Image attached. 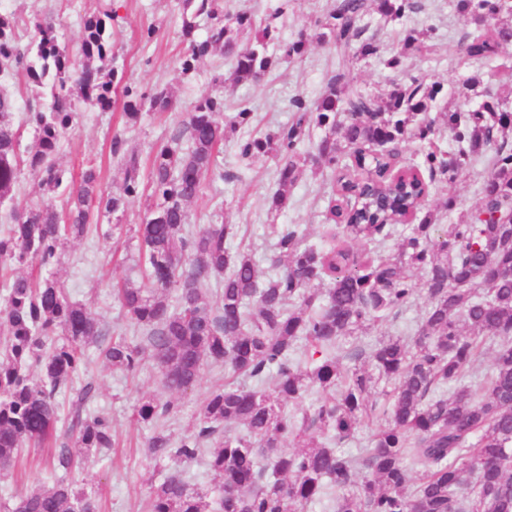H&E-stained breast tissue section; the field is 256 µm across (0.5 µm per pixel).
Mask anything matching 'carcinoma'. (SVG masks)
I'll return each mask as SVG.
<instances>
[{"mask_svg": "<svg viewBox=\"0 0 512 512\" xmlns=\"http://www.w3.org/2000/svg\"><path fill=\"white\" fill-rule=\"evenodd\" d=\"M184 71L215 55L233 56L229 76L213 83H256L273 68L302 58L314 41L350 56L378 54L366 35V15L394 22L416 10L418 0H336L310 32L284 41L276 28L246 9L224 12V0H181ZM468 31L465 59L491 62L512 44V0H455ZM207 16L205 36L196 18ZM113 0H100L82 21L79 63L53 20L36 24L35 41L21 50L17 20L0 13V72L16 71L33 86L24 125L33 131L26 154L14 128L13 100L0 94V201L11 192L21 167L54 193L66 181L54 162L76 117V101L107 110L117 82L118 51L110 27ZM433 47L432 32L404 31L398 50L384 60L398 68L408 55ZM440 88L420 77L394 82L379 95L351 85L345 68L328 79L309 105L296 98L288 123L236 142L243 158L270 154L281 189L268 201L277 214L288 207L283 188L307 168L335 173L329 202L328 242L307 244L294 225L276 228L275 271L263 276L252 253L228 243L242 227L219 213L194 233L187 205L216 175L224 95L204 98L152 151L147 174L121 153L123 191L105 195L94 166L68 192L63 211L34 204L11 216L0 233V477L11 476L23 448L59 444L48 464L65 477L16 495L0 512H98L97 499L78 488L70 473L95 462L115 445L112 423L90 412L95 386L75 382L94 346L112 371L134 375L149 361L163 389L185 394L204 365L224 370L202 402L192 429L175 439L159 425L174 412L164 396L142 398L134 417L154 425L145 441L147 459L170 467L151 485L149 512H304L306 505L336 494V512H512V109L498 95L473 107H437ZM125 116L140 118V101L166 111L173 96H151L123 87ZM323 135L313 151L302 146L310 131ZM448 134L455 148L445 149ZM420 145L422 163L402 161L394 179L384 177L390 155L403 141ZM490 151V171L479 202L444 228L425 209L428 181L454 184L472 161ZM429 178H424L423 172ZM149 203L134 227L142 282L116 289L123 326L109 335L90 306L70 297L56 277L64 245L99 232L94 211L125 212L130 199ZM409 233L398 251L377 248L406 218ZM35 264L36 274H13ZM424 270L427 311L411 336H387L360 347L352 340L396 316L415 299L408 269ZM221 278L212 301L201 288ZM303 344L307 358L297 357ZM494 349L482 372L481 346ZM475 379V392L465 379ZM385 388H379L380 384ZM75 392L68 426L58 396ZM316 394L309 410L290 415L286 406ZM385 424L370 446L346 455L335 445L352 437L364 417ZM294 442L295 450L283 447ZM202 462L221 478L215 491L189 486L181 468Z\"/></svg>", "mask_w": 512, "mask_h": 512, "instance_id": "cac0c4a2", "label": "carcinoma"}]
</instances>
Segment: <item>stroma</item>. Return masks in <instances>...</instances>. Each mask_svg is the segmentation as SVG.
<instances>
[{
    "label": "stroma",
    "instance_id": "35a3bbf8",
    "mask_svg": "<svg viewBox=\"0 0 512 512\" xmlns=\"http://www.w3.org/2000/svg\"><path fill=\"white\" fill-rule=\"evenodd\" d=\"M115 4L118 19L112 27V41L119 50V78L147 93L167 90L174 96L175 103L165 112L144 111L134 125L129 124L124 115L122 96H115L112 106L105 111L78 104L75 123L62 139L56 155L67 176L79 180L83 169L91 163L99 171L103 191L120 193L123 176L112 155L113 136H121L124 152L135 155L140 167H147L153 146L166 140L198 101L220 94L224 97L225 117H232L246 107L251 111V121L229 132L218 153V160L224 167L223 178L208 182L202 194L190 204L195 229H202L210 223L214 212H221L225 223L243 227L242 235L231 241V248H249L263 271L268 268V257L275 252L274 225H298L307 241L321 242L322 226L329 221V198L333 191L328 172L307 173L289 188L287 209L273 215L268 211V198L278 188L275 161L267 156L241 159L234 144L243 136L286 124L292 116L293 99L315 101L337 66L335 49L327 44L312 43L301 60L277 66L261 82L243 83L221 93L212 78L230 71L229 57L207 58L196 63L194 71L189 73L181 68L184 45L180 39L179 0H115ZM333 5L334 0H289L285 5L279 0H224L228 12L246 9L259 20L272 22L286 41L295 39L304 26L328 13ZM96 6V0H0V12L15 13L18 19L20 44H30L36 20L50 16L57 21L73 50L79 45L83 17L92 13ZM366 23L380 51L377 56L349 63V75L360 89L380 92L391 82L422 76L439 83L444 91L458 90V102L462 105L479 102L487 87L512 99V44L492 63L465 60L460 47L465 25L455 11L453 0H420L419 9L400 21L387 23L374 13L367 17ZM149 27L155 31L150 39L143 35ZM426 28L433 31L431 55L406 57L401 69L396 71L384 65V58L398 46L399 32ZM474 76L480 79V86L464 88V81ZM486 174L485 163L479 159L455 184L435 181L426 207L437 223L448 225L458 219L457 213L448 212L444 207L448 194H455L462 208L474 206L480 199ZM42 202L58 209L64 206L62 195L43 193L29 170H22L10 197L0 203V219L9 212H19ZM146 208V198L139 197L130 201L125 212L100 213L98 223L123 225L122 235L107 241L102 235L93 234L69 242L58 267L71 297L90 302L95 315L112 329L119 325L113 285L140 280L132 227L140 222ZM413 281L419 290L411 306L398 318L379 323L364 335V342L371 343L383 336L413 335L427 308L425 294L420 290L422 272H414ZM87 356L98 383L91 409L111 421L117 445L102 452L95 464L81 472L79 481L98 497L101 512H145L149 488L162 479L164 471L146 460L143 443L152 427L137 422L133 411L142 398L162 393L159 374L147 362L135 376L127 378L113 373L98 361L96 349H88ZM217 378L215 369L204 366L197 385L187 394L175 396L177 411L167 423L173 436H182L190 429L199 406ZM27 454V463L17 469L13 478L0 481V502L33 486L50 484L54 479V470L42 461L44 449L32 447Z\"/></svg>",
    "mask_w": 512,
    "mask_h": 512
}]
</instances>
